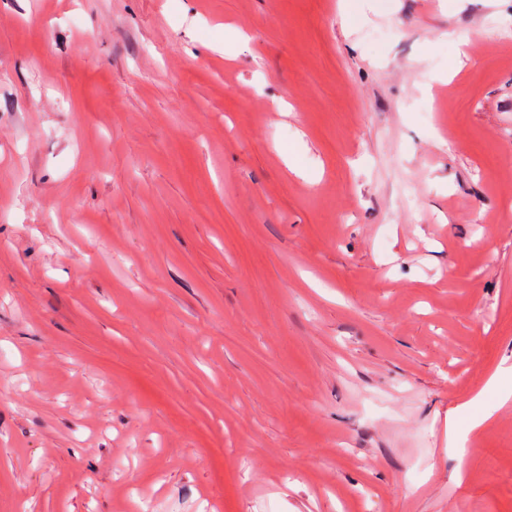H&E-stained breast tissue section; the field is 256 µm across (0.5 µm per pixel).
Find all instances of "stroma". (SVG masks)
Here are the masks:
<instances>
[{"label":"stroma","mask_w":512,"mask_h":512,"mask_svg":"<svg viewBox=\"0 0 512 512\" xmlns=\"http://www.w3.org/2000/svg\"><path fill=\"white\" fill-rule=\"evenodd\" d=\"M0 512H512V0H0Z\"/></svg>","instance_id":"stroma-1"}]
</instances>
